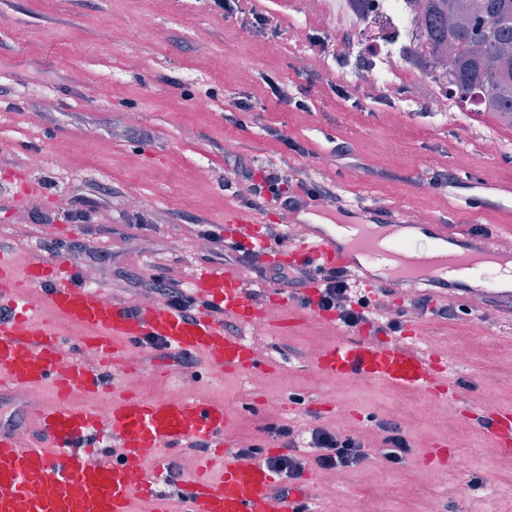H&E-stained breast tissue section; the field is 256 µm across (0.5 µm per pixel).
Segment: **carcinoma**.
<instances>
[{"instance_id":"carcinoma-1","label":"carcinoma","mask_w":512,"mask_h":512,"mask_svg":"<svg viewBox=\"0 0 512 512\" xmlns=\"http://www.w3.org/2000/svg\"><path fill=\"white\" fill-rule=\"evenodd\" d=\"M427 33V63L446 62L449 83L481 94L483 112L512 122V0H407Z\"/></svg>"}]
</instances>
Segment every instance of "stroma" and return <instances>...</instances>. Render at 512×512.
<instances>
[{
  "instance_id": "obj_1",
  "label": "stroma",
  "mask_w": 512,
  "mask_h": 512,
  "mask_svg": "<svg viewBox=\"0 0 512 512\" xmlns=\"http://www.w3.org/2000/svg\"><path fill=\"white\" fill-rule=\"evenodd\" d=\"M256 14L265 28L253 27ZM1 16L10 23L0 26V250L17 269L88 232L107 256L97 289L113 299L138 293L139 279L157 265L184 279L199 264L221 267L220 243H202L199 225L220 235L226 219L243 213L266 230L285 226V210L248 202L246 175L263 168L329 181L346 200L394 220L481 228L493 242H512V127L485 112L427 111L418 76L389 59L378 64L387 81L359 89L366 58L339 57L336 33L312 0H240L231 15L210 0H0ZM146 16L152 28L141 27ZM297 26L323 45L296 40ZM217 57L223 70L211 67ZM273 81L307 110L279 102ZM339 85L349 98L337 96ZM396 108L404 115L395 133L386 115ZM272 128L282 139L269 136ZM92 130L109 141L107 153L93 148ZM340 139L352 144V158H336ZM490 139L500 145L492 155ZM290 140L301 152L287 148ZM61 151L64 171L55 165ZM442 169L457 175L445 191L427 184ZM27 178L44 191L22 215L15 198ZM83 202L108 222H68L65 212ZM238 272L267 312L257 356H277L278 369L217 374L157 358L121 371L117 391L139 392L146 378L163 396L181 383L186 397L223 402L238 438L257 437L263 419L296 420L307 410L369 448L381 443L379 421L397 419L405 402L427 403L384 384L315 374L321 350L342 334L335 316L297 318L287 291L261 284L249 268ZM407 320L416 329L407 342L449 364L461 398L455 412L405 424V468L371 458L353 470L306 472L301 486L320 498L334 484L337 512H421L430 495L447 502V512H512V452L497 448L476 420L487 401L512 410V322L487 306L455 321ZM284 344L302 359L278 356ZM461 349L469 361L458 365ZM435 470L437 485L429 479ZM474 474L488 482L465 492Z\"/></svg>"
}]
</instances>
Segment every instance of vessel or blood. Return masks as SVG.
I'll return each mask as SVG.
<instances>
[{
    "mask_svg": "<svg viewBox=\"0 0 512 512\" xmlns=\"http://www.w3.org/2000/svg\"><path fill=\"white\" fill-rule=\"evenodd\" d=\"M399 226L348 224L343 235L326 231L305 246L290 250L288 264L323 271L355 272L367 288H404L414 281L451 283L453 273L480 280L499 278L506 263L486 239L453 249L445 247L447 225L431 228L436 243L413 249V240L398 234ZM225 239L252 247L260 227L240 216L224 227ZM41 289L54 316L82 329V348L103 363L126 367L140 344L153 340L172 350L202 357L208 365L247 372L274 359L258 360L246 338L224 328L225 318L249 325L265 317L263 305L241 286L238 274L207 265L195 268L189 290L200 300L196 313L155 303L132 307L121 300L104 301L88 287L80 272L61 256H36L24 271L0 252V391L52 387L55 400L35 412V439L21 440L0 427V512H130L131 478L160 450L175 451L196 440L205 448H230L231 413L223 403L201 399L123 395L107 411L95 405L76 406L71 393L99 392L103 372L67 359L52 325L37 323L25 291ZM314 367L328 376L379 381L424 395L447 393L446 367L433 356L399 341L359 337L328 345ZM484 422L500 447H512V414L497 411ZM118 446L119 459L91 461L92 451ZM186 499L180 512H300L306 495L272 493L275 478L261 464L234 458L224 462L212 482L197 475L184 478Z\"/></svg>",
    "mask_w": 512,
    "mask_h": 512,
    "instance_id": "obj_1",
    "label": "vessel or blood"
}]
</instances>
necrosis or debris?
Instances as JSON below:
<instances>
[{
    "label": "necrosis or debris",
    "mask_w": 512,
    "mask_h": 512,
    "mask_svg": "<svg viewBox=\"0 0 512 512\" xmlns=\"http://www.w3.org/2000/svg\"><path fill=\"white\" fill-rule=\"evenodd\" d=\"M325 5L336 27L337 52L357 50L370 61L358 74L361 88L378 86L380 73L372 63L393 50L402 67L420 71L425 83L423 102L429 111L444 112L452 104L461 112L474 111L469 99H450L446 72L424 68L422 37L404 33L401 25L402 0H325Z\"/></svg>",
    "instance_id": "1"
}]
</instances>
